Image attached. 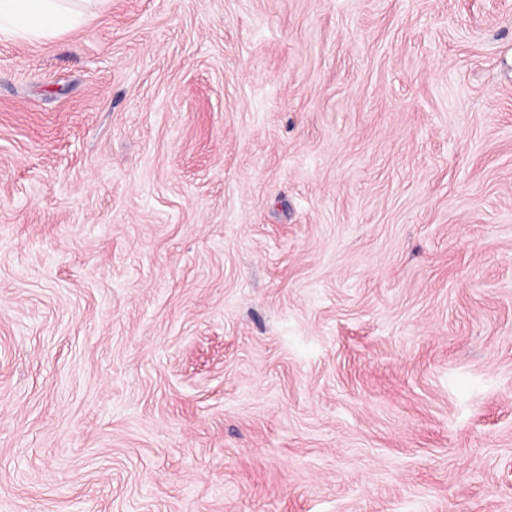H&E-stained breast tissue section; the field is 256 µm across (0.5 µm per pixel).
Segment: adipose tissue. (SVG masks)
Wrapping results in <instances>:
<instances>
[{"label":"adipose tissue","instance_id":"adipose-tissue-1","mask_svg":"<svg viewBox=\"0 0 512 512\" xmlns=\"http://www.w3.org/2000/svg\"><path fill=\"white\" fill-rule=\"evenodd\" d=\"M80 0H0V34L41 37L77 26Z\"/></svg>","mask_w":512,"mask_h":512}]
</instances>
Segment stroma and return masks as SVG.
Returning a JSON list of instances; mask_svg holds the SVG:
<instances>
[{"label":"stroma","instance_id":"35a3bbf8","mask_svg":"<svg viewBox=\"0 0 512 512\" xmlns=\"http://www.w3.org/2000/svg\"><path fill=\"white\" fill-rule=\"evenodd\" d=\"M0 512H512V0L0 36Z\"/></svg>","mask_w":512,"mask_h":512}]
</instances>
